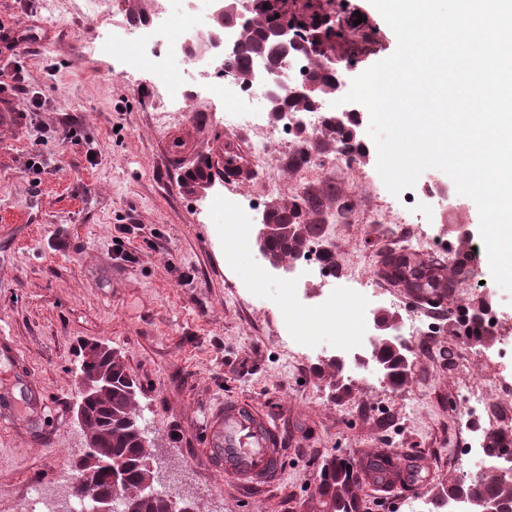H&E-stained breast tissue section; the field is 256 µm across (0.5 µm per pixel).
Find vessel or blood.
Instances as JSON below:
<instances>
[{
	"label": "vessel or blood",
	"mask_w": 512,
	"mask_h": 512,
	"mask_svg": "<svg viewBox=\"0 0 512 512\" xmlns=\"http://www.w3.org/2000/svg\"><path fill=\"white\" fill-rule=\"evenodd\" d=\"M414 276L417 305L434 303L442 295L441 283L448 277L443 269L422 270L390 263L377 277L396 282L402 275ZM286 433L269 415L236 399L225 400L212 413L205 432L208 447L205 462L213 470L237 479L246 489H259L279 479L283 464Z\"/></svg>",
	"instance_id": "vessel-or-blood-1"
}]
</instances>
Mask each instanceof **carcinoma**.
Here are the masks:
<instances>
[{
    "label": "carcinoma",
    "instance_id": "cac0c4a2",
    "mask_svg": "<svg viewBox=\"0 0 512 512\" xmlns=\"http://www.w3.org/2000/svg\"><path fill=\"white\" fill-rule=\"evenodd\" d=\"M379 353L388 364L391 380H403L405 370L390 348L383 344ZM101 364L112 370V390L86 404L83 427L98 440V447L92 449L93 455L111 463L124 475L126 489L121 512H179L164 494L150 499L132 495L152 475L146 437L136 415L137 386L128 377L119 356L114 354ZM360 483V474L349 467L334 461L326 464L319 487L323 512H352L355 489ZM461 489L475 501L497 500L512 512V483L503 481L497 474L483 472L467 484H452L448 486V494L453 496Z\"/></svg>",
    "mask_w": 512,
    "mask_h": 512
}]
</instances>
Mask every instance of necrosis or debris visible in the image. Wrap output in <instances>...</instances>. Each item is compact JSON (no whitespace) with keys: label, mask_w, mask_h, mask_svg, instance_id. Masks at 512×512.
Returning <instances> with one entry per match:
<instances>
[{"label":"necrosis or debris","mask_w":512,"mask_h":512,"mask_svg":"<svg viewBox=\"0 0 512 512\" xmlns=\"http://www.w3.org/2000/svg\"><path fill=\"white\" fill-rule=\"evenodd\" d=\"M210 6L208 0H199L196 8L187 11L171 5L155 19L147 22L137 34H130L123 26H113L106 41L107 46L126 49L133 62L147 63L153 70L160 88V98L169 104L189 105L188 79L197 76L206 81H219L227 111L243 115L252 135L254 159H261L265 152L281 140H288L295 151L310 154L314 135L318 127L332 124L334 109L330 100L315 103L310 108L308 120H297L282 127L270 122L265 116L253 111L254 99L265 93L269 77L260 69L240 74L238 80H222L221 72L234 69L233 59L221 60L208 54L198 56L189 53V38L201 34L209 25ZM353 285L335 288L327 293V307L343 305L354 316L357 347L375 345L376 336L366 318V301L373 287L372 271L368 265L357 264L352 268ZM285 329L292 339L308 350L311 355H321V339L336 333V319L321 316L306 323L288 319ZM464 407L462 423L467 432L462 456L479 459L485 424L491 416L484 402L483 385L478 381H467L463 386ZM32 496L22 498L18 512H78L79 502L73 495V482L68 470H61L55 483L33 482Z\"/></svg>","instance_id":"obj_1"}]
</instances>
